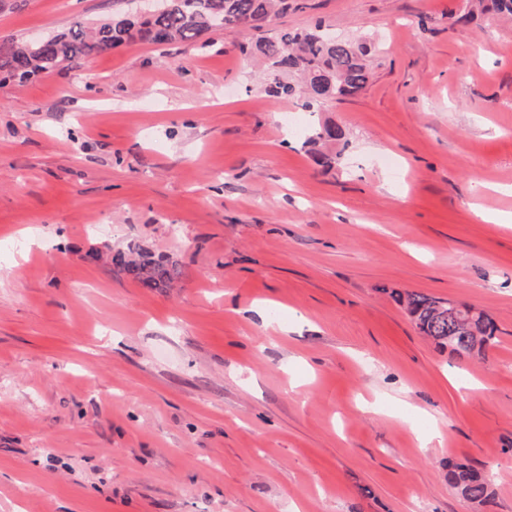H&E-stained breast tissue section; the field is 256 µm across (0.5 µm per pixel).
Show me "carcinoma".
<instances>
[{
	"mask_svg": "<svg viewBox=\"0 0 512 512\" xmlns=\"http://www.w3.org/2000/svg\"><path fill=\"white\" fill-rule=\"evenodd\" d=\"M297 7L295 0H168L164 10L147 18L117 15L94 28L77 21L41 45L28 39L1 44L0 84L53 73L126 44L195 43L215 31L230 34L238 28L261 32L276 17ZM478 12L512 17V0H478ZM240 51L260 57L271 96L301 99L308 112L316 105L358 95L372 78L371 49L366 41L331 37L320 20L307 29L262 37L255 47L242 45ZM111 263L151 290L168 288L181 276L176 262L155 260L136 246L113 253ZM391 297L423 336L458 359L483 357L497 343L498 328L484 311L478 312L473 327L451 313L448 303L431 295L393 291ZM448 482L479 507L494 501L492 482L473 467L448 465Z\"/></svg>",
	"mask_w": 512,
	"mask_h": 512,
	"instance_id": "carcinoma-1",
	"label": "carcinoma"
}]
</instances>
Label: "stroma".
Returning a JSON list of instances; mask_svg holds the SVG:
<instances>
[{"label":"stroma","instance_id":"1","mask_svg":"<svg viewBox=\"0 0 512 512\" xmlns=\"http://www.w3.org/2000/svg\"><path fill=\"white\" fill-rule=\"evenodd\" d=\"M297 2L378 43L363 93L270 97L247 28L0 85V512H478L452 462L512 512V21ZM127 8L0 0V44ZM131 242L173 287L88 258ZM392 289L497 343L439 351ZM448 482L458 494L479 507L490 506L494 501L492 482L473 467L449 463Z\"/></svg>","mask_w":512,"mask_h":512}]
</instances>
